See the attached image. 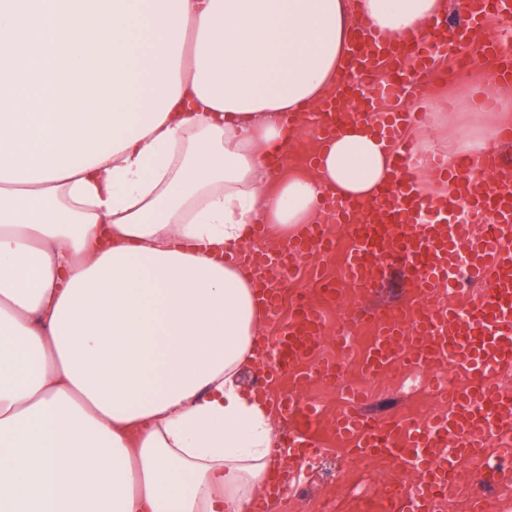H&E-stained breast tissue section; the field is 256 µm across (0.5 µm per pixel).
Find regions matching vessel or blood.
I'll list each match as a JSON object with an SVG mask.
<instances>
[{
	"mask_svg": "<svg viewBox=\"0 0 512 512\" xmlns=\"http://www.w3.org/2000/svg\"><path fill=\"white\" fill-rule=\"evenodd\" d=\"M501 18L512 19V0H465L463 20H433L431 38L412 46L369 30L360 32L353 40L343 83L324 100L325 110L315 122L316 135L337 134L344 125L345 103L355 97L359 100L355 119L372 122L396 149L394 179L381 191L378 201L353 202L334 196L325 201L326 208L343 216L353 231L349 258L343 264L345 277L358 279L372 270L383 280L398 267L416 276L420 287L429 292L439 282L451 279L455 264L461 260L477 280L490 284V292L481 296L472 316H461L449 305L429 323L409 330L480 381L512 368V182L489 184L479 180L471 176L470 162L463 160L459 163L464 173L460 189L441 197L422 196L414 179L404 173L413 151L404 131L415 115L389 112L382 104L416 86L429 73L435 57L454 51L463 31ZM502 45L499 39L484 41L483 54L496 62L500 79L508 83L512 81V55H503ZM368 61L384 63L385 82L377 86L364 83V64ZM462 203L473 217L494 213L497 222L493 229L477 234L470 225L458 223L454 213ZM332 247L329 233L310 224L289 240L283 254L261 256L260 262L283 270L290 257L325 254ZM408 318V312L403 311L398 318L379 323L371 371H385L388 348L408 331L404 328ZM321 327L315 310L297 314L269 346V377L285 374L302 357L314 359L316 368H323V361L316 358ZM450 399L448 413L421 427L405 429L395 418L366 415L359 402L337 421L338 434L353 438L356 453L395 456L407 460L411 470L426 471V483L412 488L403 512H435L430 484L453 481L462 468H478L486 448L512 435V424L500 417L502 409H512V392L493 391L487 403L478 388L466 387L452 392ZM275 408L284 414L301 415L306 425L304 431L284 435L283 448L299 458L320 456L319 445L309 433L318 422L315 408L293 398L280 399ZM445 445L450 448L449 455L442 462H434V450Z\"/></svg>",
	"mask_w": 512,
	"mask_h": 512,
	"instance_id": "obj_1",
	"label": "vessel or blood"
}]
</instances>
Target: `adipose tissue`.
I'll list each match as a JSON object with an SVG mask.
<instances>
[{
  "instance_id": "ef3b65f1",
  "label": "adipose tissue",
  "mask_w": 512,
  "mask_h": 512,
  "mask_svg": "<svg viewBox=\"0 0 512 512\" xmlns=\"http://www.w3.org/2000/svg\"><path fill=\"white\" fill-rule=\"evenodd\" d=\"M448 0H0V512H247L276 456L247 388L266 321L233 258L325 195L372 199L368 125L270 159L353 26L412 41ZM458 137L481 168L512 87ZM317 146V140L311 129L288 138V145L283 154V163L276 169L304 171L309 169V159Z\"/></svg>"
}]
</instances>
